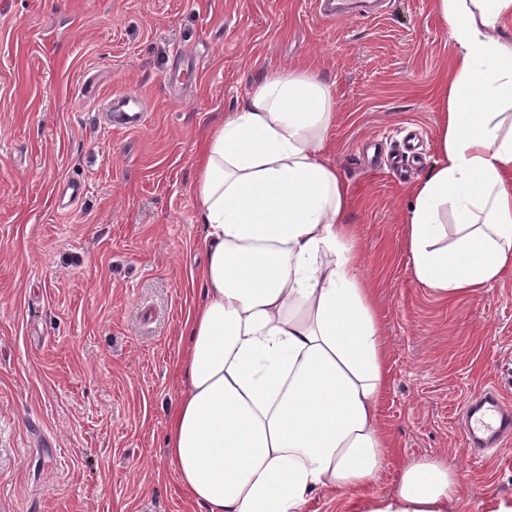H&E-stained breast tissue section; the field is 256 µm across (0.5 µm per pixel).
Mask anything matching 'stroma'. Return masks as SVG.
I'll list each match as a JSON object with an SVG mask.
<instances>
[{"mask_svg": "<svg viewBox=\"0 0 512 512\" xmlns=\"http://www.w3.org/2000/svg\"><path fill=\"white\" fill-rule=\"evenodd\" d=\"M456 48L438 0H385L382 17L320 20L312 0H7L0 7V512H202L165 452L202 298L196 148L277 72L330 86L324 153L348 184L389 347L378 417L402 463L437 456L463 476L456 512L512 498V446L470 456L465 401L512 404V274L444 299L411 274L410 183L369 171L405 130L436 159ZM175 97L166 77L183 62ZM136 92L142 129L100 126L103 96ZM88 185L69 213L53 188Z\"/></svg>", "mask_w": 512, "mask_h": 512, "instance_id": "35a3bbf8", "label": "stroma"}]
</instances>
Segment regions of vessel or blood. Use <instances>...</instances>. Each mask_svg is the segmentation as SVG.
<instances>
[{
    "mask_svg": "<svg viewBox=\"0 0 512 512\" xmlns=\"http://www.w3.org/2000/svg\"><path fill=\"white\" fill-rule=\"evenodd\" d=\"M315 8L328 21L349 12L369 16L376 12L373 0H315ZM102 110L106 123L115 129L136 130L147 121L145 102L133 93L110 97ZM86 192L85 182L74 177L65 178L56 188L57 198L71 205L80 201ZM463 432L473 448H499L505 438L512 436V412L505 408L498 390L490 388L468 400Z\"/></svg>",
    "mask_w": 512,
    "mask_h": 512,
    "instance_id": "b4317fda",
    "label": "vessel or blood"
}]
</instances>
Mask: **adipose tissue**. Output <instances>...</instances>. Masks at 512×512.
Here are the masks:
<instances>
[{
  "mask_svg": "<svg viewBox=\"0 0 512 512\" xmlns=\"http://www.w3.org/2000/svg\"><path fill=\"white\" fill-rule=\"evenodd\" d=\"M456 47L438 157L412 187V275L441 297L512 273V0H438ZM330 87L273 74L201 147L203 301L186 321L166 454L204 512H303L361 490L357 512H454L448 461L424 456L373 493L394 454L377 415L388 357L348 186L322 157ZM360 501L357 492H315L304 506L303 512H354L351 506Z\"/></svg>",
  "mask_w": 512,
  "mask_h": 512,
  "instance_id": "adipose-tissue-1",
  "label": "adipose tissue"
}]
</instances>
